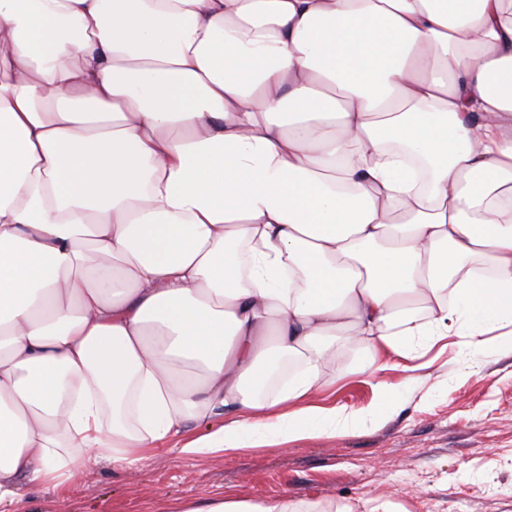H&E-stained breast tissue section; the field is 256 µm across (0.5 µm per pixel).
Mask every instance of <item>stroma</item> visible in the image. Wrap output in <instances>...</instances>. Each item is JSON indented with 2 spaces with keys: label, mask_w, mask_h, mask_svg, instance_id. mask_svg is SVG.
Segmentation results:
<instances>
[{
  "label": "stroma",
  "mask_w": 512,
  "mask_h": 512,
  "mask_svg": "<svg viewBox=\"0 0 512 512\" xmlns=\"http://www.w3.org/2000/svg\"><path fill=\"white\" fill-rule=\"evenodd\" d=\"M358 346L328 355L319 407L373 406L375 384L394 385L403 367L357 372ZM423 382L378 425L330 437L226 452L185 454L181 439L124 469L101 462L65 488L28 489L42 512H171L178 500L281 496L343 503L357 512L400 498L409 512H512V352L461 354L456 347L418 369Z\"/></svg>",
  "instance_id": "stroma-1"
}]
</instances>
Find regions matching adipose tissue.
I'll return each mask as SVG.
<instances>
[{
  "label": "adipose tissue",
  "mask_w": 512,
  "mask_h": 512,
  "mask_svg": "<svg viewBox=\"0 0 512 512\" xmlns=\"http://www.w3.org/2000/svg\"><path fill=\"white\" fill-rule=\"evenodd\" d=\"M452 334L512 346V0H0V502L374 423L326 352Z\"/></svg>",
  "instance_id": "ef3b65f1"
}]
</instances>
